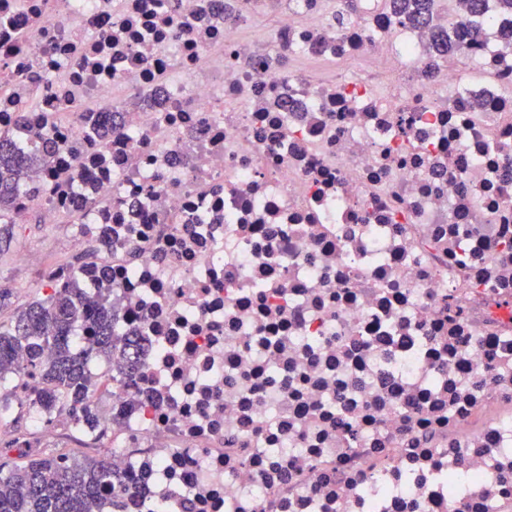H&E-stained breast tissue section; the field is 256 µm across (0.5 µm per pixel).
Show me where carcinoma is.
<instances>
[{"instance_id":"carcinoma-1","label":"carcinoma","mask_w":512,"mask_h":512,"mask_svg":"<svg viewBox=\"0 0 512 512\" xmlns=\"http://www.w3.org/2000/svg\"><path fill=\"white\" fill-rule=\"evenodd\" d=\"M395 14L417 21L430 10V0H392ZM49 150L25 152L14 136L0 133V243L12 236V213L16 194L28 188L30 197L41 199V189L28 184L30 172L46 162ZM110 295L90 293L72 281L64 287L49 286L43 299L29 304L9 322H0V388L7 376L19 374L38 379L36 401L44 407L75 409L83 422H95L91 399L95 391L90 357L108 362L128 361L130 350L139 346L133 336L115 334ZM92 337L85 353L74 349L73 336L79 329ZM25 352L24 365L14 356ZM112 489L111 512H125L120 481L112 462L100 459L71 460L50 453L30 455L20 466L0 464V512H99L100 492Z\"/></svg>"}]
</instances>
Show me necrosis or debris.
<instances>
[{
	"instance_id": "4bbe7bcc",
	"label": "necrosis or debris",
	"mask_w": 512,
	"mask_h": 512,
	"mask_svg": "<svg viewBox=\"0 0 512 512\" xmlns=\"http://www.w3.org/2000/svg\"><path fill=\"white\" fill-rule=\"evenodd\" d=\"M228 4L0 0V131L149 345L87 431L127 512H512V13L470 74L386 0ZM286 66L307 79H322L331 77L336 67L331 64H313L302 60H289Z\"/></svg>"
}]
</instances>
